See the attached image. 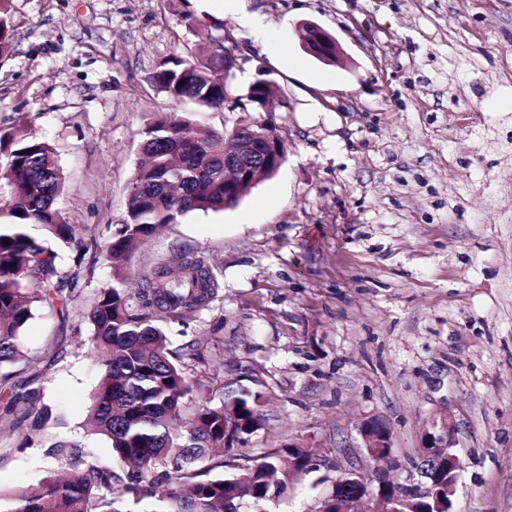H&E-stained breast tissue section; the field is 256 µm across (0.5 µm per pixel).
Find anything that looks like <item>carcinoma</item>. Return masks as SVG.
I'll return each mask as SVG.
<instances>
[{"label": "carcinoma", "mask_w": 512, "mask_h": 512, "mask_svg": "<svg viewBox=\"0 0 512 512\" xmlns=\"http://www.w3.org/2000/svg\"><path fill=\"white\" fill-rule=\"evenodd\" d=\"M0 0V54L13 33L7 3ZM225 35L210 40L202 54L192 52L163 63L153 82L173 102L192 101L224 108L231 99L230 74L237 59ZM184 84H179V81ZM258 78L247 101L262 112V99L273 95ZM235 140L232 131H214L189 116L156 112L144 120L138 165L128 188L125 218L112 225L106 260H115L112 284L100 289L90 312L93 333L88 353L104 367L88 424L112 445V465L82 469L69 464L65 474L28 487L0 502V512H124L128 502L152 499L147 512H251L287 489L288 478L308 469L309 460L295 448L283 455H264L226 476L203 477L201 465L224 447V414L233 413L242 440L261 423L260 394L236 390L221 405H199L182 415L191 381L167 348L163 324L212 301L219 282L203 257L179 254L158 264L150 277L135 285L118 263L134 253L159 228L176 224L194 210H223L237 204L224 192V150ZM64 181L54 148L19 128L0 135V389L8 393L0 420L13 429L38 422L36 402L40 372L29 366L25 394L15 391L14 372L1 367L23 357L21 330L38 304L59 299L66 275L56 255L28 234L38 226L45 235L73 241L83 228L63 217ZM27 407L17 414L19 402ZM448 471L437 468L430 492L401 491L395 483L379 487L382 495H402L400 512H448Z\"/></svg>", "instance_id": "cac0c4a2"}]
</instances>
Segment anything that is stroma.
<instances>
[{
  "mask_svg": "<svg viewBox=\"0 0 512 512\" xmlns=\"http://www.w3.org/2000/svg\"><path fill=\"white\" fill-rule=\"evenodd\" d=\"M9 0L0 54V135L24 127L55 150L64 217L98 244L125 216L144 120L179 110L216 131L272 127L287 158L234 207L192 211L126 263L133 278L181 251L221 272L209 307L167 325L199 384L186 409L225 386L260 392L261 426L224 475L295 442L319 463L270 512H317L344 469L379 463L358 425L392 428L389 476L405 480L431 414L459 425L452 512H512V0ZM341 47L308 55L304 24ZM231 32L232 95L274 82L270 111L172 104L151 77L206 36ZM77 295L39 305L22 346L40 369V428L0 433V493L57 473L55 442L112 462L86 427L102 368L89 313L112 282L105 258L51 241Z\"/></svg>",
  "mask_w": 512,
  "mask_h": 512,
  "instance_id": "stroma-1",
  "label": "stroma"
}]
</instances>
